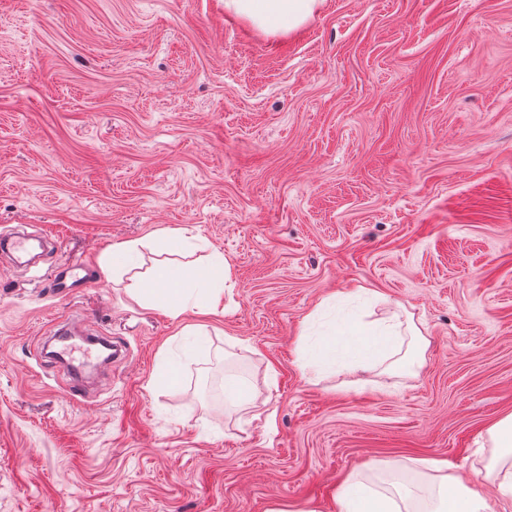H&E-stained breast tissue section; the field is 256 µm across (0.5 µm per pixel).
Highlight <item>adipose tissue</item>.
Returning a JSON list of instances; mask_svg holds the SVG:
<instances>
[{
	"instance_id": "1",
	"label": "adipose tissue",
	"mask_w": 512,
	"mask_h": 512,
	"mask_svg": "<svg viewBox=\"0 0 512 512\" xmlns=\"http://www.w3.org/2000/svg\"><path fill=\"white\" fill-rule=\"evenodd\" d=\"M322 0H224V8L260 30L274 33L304 24ZM158 256V269L142 272L138 256L142 247ZM195 244L185 233L159 232L150 240L113 245L101 259L103 270L128 278L130 298L140 306L180 318L187 311L217 313L224 302V289L231 279V264L222 253L208 256L205 264L187 262ZM412 336L410 365L421 363L428 340L417 327H404L399 315L356 324H342L335 336L314 356L325 363L343 361L348 373L366 369L369 361L394 356L404 334ZM498 453L484 467L487 482L496 486L503 512H512V413L487 431ZM371 469L399 474L393 490L376 489L357 478H349L339 489V512H491L489 502L465 483L449 474L446 463L422 461L406 469L397 461H374Z\"/></svg>"
}]
</instances>
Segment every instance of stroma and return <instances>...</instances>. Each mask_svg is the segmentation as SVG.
<instances>
[{
  "mask_svg": "<svg viewBox=\"0 0 512 512\" xmlns=\"http://www.w3.org/2000/svg\"><path fill=\"white\" fill-rule=\"evenodd\" d=\"M15 227L52 250L0 257V512H337L346 478L384 480L369 461L431 458L496 501L475 440L512 412V0H323L275 36L224 0H0ZM181 229L231 263L222 313L171 319L100 267ZM401 306L429 341L415 372L304 368ZM56 319L127 349L78 400L43 354ZM84 272L85 274L80 276ZM87 276V267L83 261L73 260L58 267L51 278L52 292L55 297L66 300L76 290V284Z\"/></svg>",
  "mask_w": 512,
  "mask_h": 512,
  "instance_id": "1",
  "label": "stroma"
}]
</instances>
